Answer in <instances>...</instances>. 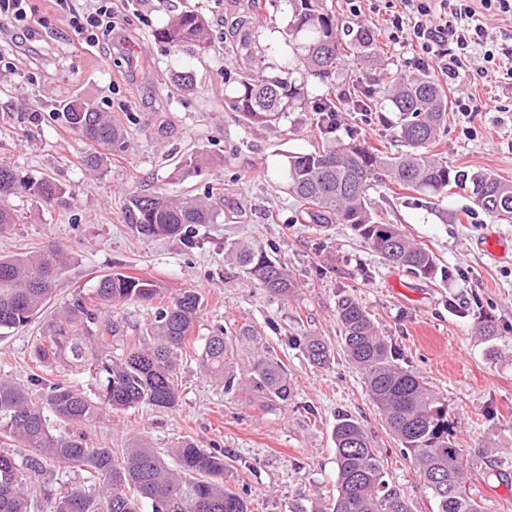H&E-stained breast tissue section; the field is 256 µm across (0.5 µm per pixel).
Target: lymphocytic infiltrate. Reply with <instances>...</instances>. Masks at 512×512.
<instances>
[{
	"mask_svg": "<svg viewBox=\"0 0 512 512\" xmlns=\"http://www.w3.org/2000/svg\"><path fill=\"white\" fill-rule=\"evenodd\" d=\"M490 15L512 18V0H404L402 12L386 19L391 41L407 40L417 51L418 66L456 79L473 51L483 64L479 77L512 81V32L494 37L484 22ZM119 0H89L82 10L69 11L67 25L82 44L96 46L112 32Z\"/></svg>",
	"mask_w": 512,
	"mask_h": 512,
	"instance_id": "f902f5d3",
	"label": "lymphocytic infiltrate"
}]
</instances>
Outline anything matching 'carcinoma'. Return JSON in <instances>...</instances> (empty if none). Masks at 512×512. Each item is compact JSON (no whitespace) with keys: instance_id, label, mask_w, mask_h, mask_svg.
<instances>
[{"instance_id":"carcinoma-1","label":"carcinoma","mask_w":512,"mask_h":512,"mask_svg":"<svg viewBox=\"0 0 512 512\" xmlns=\"http://www.w3.org/2000/svg\"><path fill=\"white\" fill-rule=\"evenodd\" d=\"M287 2L286 49L281 51L278 73L267 72L247 34L241 50L248 55V66L237 74L233 89L224 93V111L238 114L249 127L278 130L288 113L306 112L314 103L311 81L327 83L351 55L379 53L375 34L366 28H358L349 40L342 38L336 12L327 0ZM155 36L171 50L199 58L214 47L205 19L193 8L170 16ZM171 83L179 91H190L194 74L176 70ZM381 99L395 113L394 131L405 151L388 156L359 141L326 140L311 152L286 156L283 178L306 223L348 224L387 262L433 279L439 270L434 253L411 239L401 225L379 221L368 207V190L386 181L423 195L458 188L480 208L511 219L512 180L451 167L434 151L441 128L448 125V96L435 76L398 74L383 86ZM52 116L90 142L125 151L124 127L109 112L72 99ZM210 164L205 154L194 151L174 164L169 177L181 181ZM66 194L53 179L22 177L10 162L1 160L0 235L22 220L10 203L12 198L65 204ZM218 215L210 195L186 192L171 197L162 190L130 194L125 209L134 234L187 243ZM225 260L273 298L286 300L296 288L286 267L261 246L235 243L226 250ZM69 261L70 254L54 244L0 255V331L25 327L43 315L56 279ZM131 302L155 308L146 330L149 340L143 343L129 342L109 311ZM202 304L194 288L169 299L152 280L112 271L98 278L92 293L73 298L44 320L34 340L36 362L45 368L87 372L94 389L88 394L66 381L37 374L27 384L0 377V435L14 442V448L0 451V512H31L32 477L55 471H84L93 484H69L58 494L53 512H141L145 503L151 504V512H249L247 498L224 485L222 453L184 441L174 449L171 465L151 448L116 451L97 446L85 431L106 412L139 405L159 410L178 406L177 369L192 341ZM336 320L343 353L362 371L371 401L410 458L435 512H484L467 492L470 462L454 421L448 419V405L423 376L397 362L357 299L341 296ZM235 341L258 345L248 325L233 338L221 327L206 338L199 353L204 373L226 392L239 386L231 365ZM294 343L315 366L325 367L334 359L330 346L318 336L296 337ZM246 387L285 407L293 398L288 368L268 350H256ZM52 417L68 431L55 432ZM332 436L336 493L325 503L311 502L301 512H411L400 490L386 479L383 462L359 421L341 416Z\"/></svg>"}]
</instances>
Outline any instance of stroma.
Returning a JSON list of instances; mask_svg holds the SVG:
<instances>
[{
  "mask_svg": "<svg viewBox=\"0 0 512 512\" xmlns=\"http://www.w3.org/2000/svg\"><path fill=\"white\" fill-rule=\"evenodd\" d=\"M332 2L340 22L372 30L383 53L374 63L350 59L335 86L312 85L313 97L335 99L379 87L385 72H413L411 46L391 42L381 25L382 17L403 10L402 0H364L357 16L345 0ZM31 3L41 22L35 41L40 62L30 63L12 44L0 46L16 65L15 71H0V160L21 175L54 178L71 200L64 210L14 199L30 220L0 236V254L32 243L64 244L71 261L50 301L54 308L89 292L99 275L114 270L153 280L170 296L197 289L205 305L192 331L196 345L216 330L231 336L252 325L261 344L287 363L294 385L287 408L271 406L248 392H224L191 357L180 368L176 409L139 406L104 416L88 428L90 441L162 453L184 440L222 449L224 483L246 495L251 512H299L314 494L334 488L332 431L337 418L349 414L364 426L387 479L403 491L412 512H433L428 491L383 424L360 373L339 352L336 301L351 294L371 313L400 364L423 375L447 402L474 461L468 493L486 512H512V259L493 260L480 247L491 232L512 240V221L482 211L461 190L435 199L382 185L370 190L372 213L402 225L433 251L449 272L442 279L418 278L386 264L348 225L319 231L300 223L281 184V161L321 143L316 113H289L273 135L244 126L224 109V81L236 76L241 62L233 44L247 31L263 38L282 31V2L257 12L252 0H133L105 51L79 45L65 27L66 10L49 9L46 0ZM189 5L205 18L216 43L201 61L155 38L171 15ZM181 66L194 70V90L173 88L170 74ZM474 76L468 68L447 84L449 98L473 93L499 100L502 111L468 119L449 112L436 149L451 166L512 180V91L495 79L478 84ZM72 98L120 119L134 117L127 126L128 150L115 155L100 148L102 164L93 174L79 164L90 143L51 117ZM394 118L382 110L368 117L349 110L332 137L394 152L400 148L389 127ZM467 126L474 136L464 135ZM192 151L208 154L212 166L184 181L169 179L173 163ZM161 187L173 196L217 188L215 223L200 227L190 244L139 239L124 220L125 199ZM234 242L262 245L287 263L297 284L287 301L270 299L225 262L224 250ZM484 316L497 325L496 335L486 339L473 333ZM37 329L33 323L0 336V375L24 383L37 373ZM297 336L323 337L337 351L332 363L312 366L293 345Z\"/></svg>",
  "mask_w": 512,
  "mask_h": 512,
  "instance_id": "35a3bbf8",
  "label": "stroma"
}]
</instances>
